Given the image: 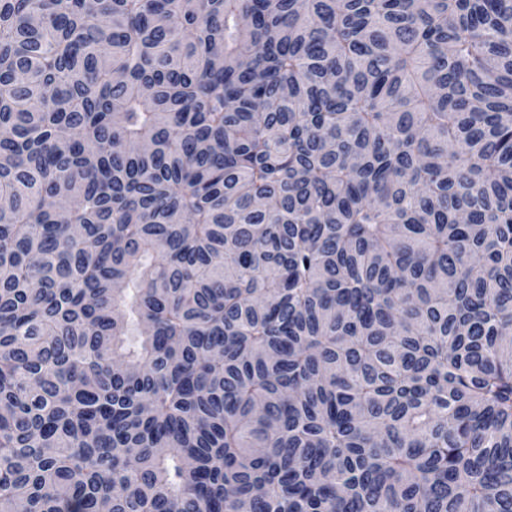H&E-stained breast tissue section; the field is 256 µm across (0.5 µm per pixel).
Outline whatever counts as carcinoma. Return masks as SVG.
<instances>
[{
    "label": "carcinoma",
    "mask_w": 512,
    "mask_h": 512,
    "mask_svg": "<svg viewBox=\"0 0 512 512\" xmlns=\"http://www.w3.org/2000/svg\"><path fill=\"white\" fill-rule=\"evenodd\" d=\"M0 512H512V0H0Z\"/></svg>",
    "instance_id": "cac0c4a2"
}]
</instances>
